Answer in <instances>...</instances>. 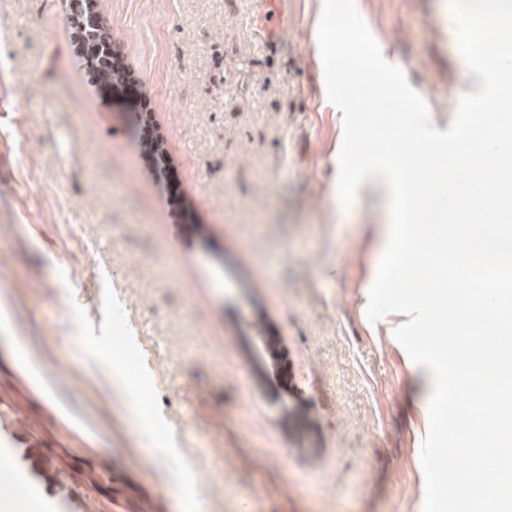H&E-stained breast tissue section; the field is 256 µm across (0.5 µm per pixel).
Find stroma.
<instances>
[{
  "label": "stroma",
  "mask_w": 512,
  "mask_h": 512,
  "mask_svg": "<svg viewBox=\"0 0 512 512\" xmlns=\"http://www.w3.org/2000/svg\"><path fill=\"white\" fill-rule=\"evenodd\" d=\"M323 0H104L182 183V243L63 0H0V512H423L433 381L366 318L391 221L340 207ZM440 130L448 0H357ZM285 25L269 33L268 17Z\"/></svg>",
  "instance_id": "stroma-1"
}]
</instances>
